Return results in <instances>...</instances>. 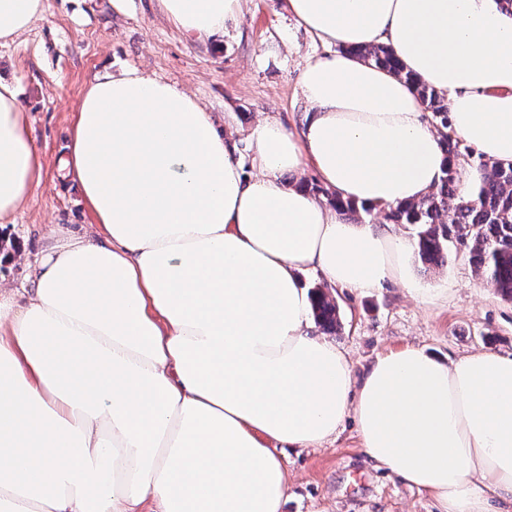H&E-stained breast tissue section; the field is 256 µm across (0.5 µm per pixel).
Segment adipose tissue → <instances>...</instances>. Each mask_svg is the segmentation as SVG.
I'll return each mask as SVG.
<instances>
[{"mask_svg":"<svg viewBox=\"0 0 512 512\" xmlns=\"http://www.w3.org/2000/svg\"><path fill=\"white\" fill-rule=\"evenodd\" d=\"M196 39L243 0H158ZM43 0H0V43ZM333 54L310 61L297 131L263 120L255 175L184 90L97 75L64 168L94 233L58 228L25 291L0 290V512H283L279 449L354 420L361 450L438 512H512V355L419 346L354 380L312 332L301 272L361 292L411 287L410 242L346 219L285 175L313 167L343 201L416 202L449 158L413 81L448 98L458 138L512 163V13L499 0H288ZM384 45L393 71L354 55ZM16 82L0 79V227L41 181Z\"/></svg>","mask_w":512,"mask_h":512,"instance_id":"adipose-tissue-1","label":"adipose tissue"}]
</instances>
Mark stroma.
<instances>
[{"instance_id": "35a3bbf8", "label": "stroma", "mask_w": 512, "mask_h": 512, "mask_svg": "<svg viewBox=\"0 0 512 512\" xmlns=\"http://www.w3.org/2000/svg\"><path fill=\"white\" fill-rule=\"evenodd\" d=\"M331 46L300 25L288 0H244L224 35L202 42L176 29L157 0H44L34 26L0 45V76L16 81L28 112V132L42 176L14 224L0 230V279L27 283L29 260L49 230H92L95 219L62 161L69 151L80 101L104 69H136L193 95L218 128L238 140L251 169L248 136L264 118L297 129L308 106L299 90L306 63ZM411 274L421 296L394 283L368 293L329 289L339 331L329 333L361 377L379 356L408 345L457 359L480 351L512 353V302L478 275L465 255ZM289 497L284 512H436L430 495L377 469L363 454L354 420L318 449H287Z\"/></svg>"}]
</instances>
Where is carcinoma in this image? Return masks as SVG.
<instances>
[{
	"label": "carcinoma",
	"mask_w": 512,
	"mask_h": 512,
	"mask_svg": "<svg viewBox=\"0 0 512 512\" xmlns=\"http://www.w3.org/2000/svg\"><path fill=\"white\" fill-rule=\"evenodd\" d=\"M360 58L394 71H400L393 52L385 47L355 50ZM425 109L431 112L435 130L441 137L450 165L440 182L419 204L401 203L383 209L392 224L413 227V246L420 262L443 267L450 259V248L468 256L470 264L506 300L512 301V165L489 163L473 153H463L448 132V102L435 90L407 74ZM468 182L461 194L458 187ZM337 209L351 215H371L374 208L343 202L325 188H318ZM314 309L326 330L338 326L337 304L323 292L315 293Z\"/></svg>",
	"instance_id": "1"
}]
</instances>
